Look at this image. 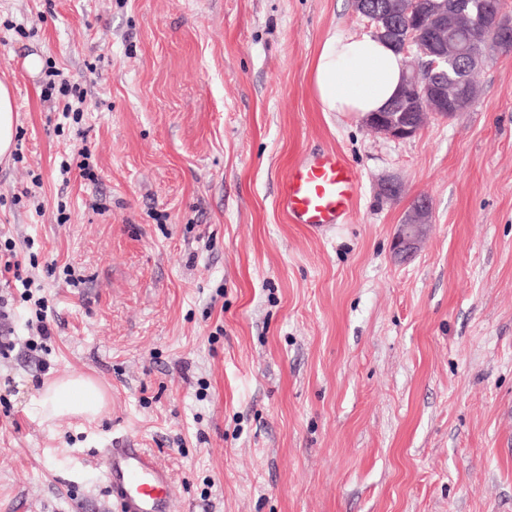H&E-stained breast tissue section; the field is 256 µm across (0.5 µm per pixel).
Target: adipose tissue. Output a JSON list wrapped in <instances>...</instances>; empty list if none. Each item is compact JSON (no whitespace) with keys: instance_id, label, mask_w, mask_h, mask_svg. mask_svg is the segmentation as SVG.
<instances>
[{"instance_id":"1","label":"adipose tissue","mask_w":512,"mask_h":512,"mask_svg":"<svg viewBox=\"0 0 512 512\" xmlns=\"http://www.w3.org/2000/svg\"><path fill=\"white\" fill-rule=\"evenodd\" d=\"M312 74L323 111L364 117L390 104L402 82L403 65L401 56L373 35L333 34L319 46ZM36 404L45 422L68 415L92 423L105 406V395L92 378H54L43 384Z\"/></svg>"}]
</instances>
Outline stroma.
Listing matches in <instances>:
<instances>
[{
    "instance_id": "1",
    "label": "stroma",
    "mask_w": 512,
    "mask_h": 512,
    "mask_svg": "<svg viewBox=\"0 0 512 512\" xmlns=\"http://www.w3.org/2000/svg\"><path fill=\"white\" fill-rule=\"evenodd\" d=\"M370 30L354 0H0V238L54 331L28 351L0 276V512H116L95 456L116 438L170 472L172 512H512V52L466 111L393 140L312 88L319 44ZM332 149L359 196L312 232L278 197ZM82 150L96 180L59 172ZM79 375L101 419L42 423V381ZM10 85L0 81V160L11 155L15 146L16 113ZM414 201L411 207L417 203L418 209L406 216L398 228L394 237V253L401 260L408 259L416 254L419 244L426 233L430 217V205L427 200L419 203Z\"/></svg>"
}]
</instances>
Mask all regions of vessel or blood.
I'll use <instances>...</instances> for the list:
<instances>
[{
	"label": "vessel or blood",
	"instance_id": "obj_1",
	"mask_svg": "<svg viewBox=\"0 0 512 512\" xmlns=\"http://www.w3.org/2000/svg\"><path fill=\"white\" fill-rule=\"evenodd\" d=\"M359 175L336 151L302 157L291 166L279 197L291 223L317 229L347 223ZM112 499L120 512H171L168 471L145 449L118 440L98 451Z\"/></svg>",
	"mask_w": 512,
	"mask_h": 512
}]
</instances>
